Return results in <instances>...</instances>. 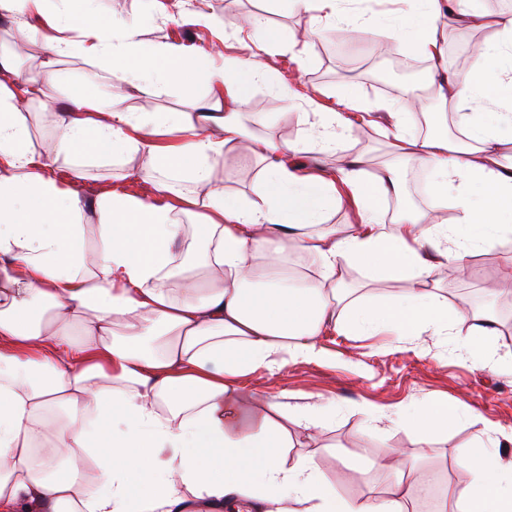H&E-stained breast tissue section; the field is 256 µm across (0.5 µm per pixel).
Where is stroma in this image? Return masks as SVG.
<instances>
[{
	"mask_svg": "<svg viewBox=\"0 0 512 512\" xmlns=\"http://www.w3.org/2000/svg\"><path fill=\"white\" fill-rule=\"evenodd\" d=\"M207 2L215 15V23L209 28L193 23L196 7L191 0H94V6L104 16L115 15L141 25L151 41L189 47L219 42L225 53L244 57L253 53L254 44L251 36L239 32L238 27L246 16L264 15L268 26L277 32L279 43L261 57L271 73L270 82L245 89L255 104L245 121L266 137L304 141L310 134L309 125L302 119L303 112L309 109L307 102L286 101L279 91L283 84L301 81L317 87L324 93L323 104L329 106L344 93L357 95L369 104L388 99V92L350 75L344 67L348 60L363 63L374 59L378 64H386V57L371 56V38L358 39L352 35L353 26L363 19L385 22L384 6L379 0H350L335 25L315 39L302 67L293 60L288 43L308 28L306 14L288 9L280 0H236L229 14L224 11V0ZM17 26V20L11 18L0 21V51L14 54L21 69L40 68L46 58L42 35L17 39ZM99 88L105 93L123 95L130 111L156 119L171 112H198L216 103L202 85L160 87L150 93L128 83L103 82ZM384 142L379 129L356 128L338 152L316 158L302 153L295 161L307 167L316 161L322 169L330 171L340 165L343 157H358L367 175L373 178L378 175L384 157ZM79 162L89 189H117L136 197L152 193L150 184L126 177L130 170L150 168L151 159L144 153L114 159L83 156ZM260 169V163L232 154L218 159L214 173L228 193L247 200L255 196ZM467 263L470 273L465 280L456 281L444 273L438 277V286L449 306H456L464 296L473 301L480 299L483 286L511 279L512 243L505 241L474 251L468 255ZM320 343L328 353L327 360L290 363L261 372L252 378L251 384L260 397L287 392L292 404L335 401L336 409L318 432L316 443L321 447L317 463L324 474H333L344 458L357 466L349 481L337 485L339 495L359 498L385 490V476L377 464L389 449L403 448L413 456L419 453L418 435L393 423L391 412L424 396L458 405L460 419L447 433L436 437V462L419 468V481L432 485L434 494L418 501V512H432L434 495L443 493L447 485L468 482V473L455 467L453 454L473 437L490 440L502 455H512V445L506 440L512 432L511 372L477 367L450 346L426 335L411 340L391 334L363 336L350 332L321 337Z\"/></svg>",
	"mask_w": 512,
	"mask_h": 512,
	"instance_id": "1",
	"label": "stroma"
}]
</instances>
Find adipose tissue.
<instances>
[{"instance_id":"adipose-tissue-1","label":"adipose tissue","mask_w":512,"mask_h":512,"mask_svg":"<svg viewBox=\"0 0 512 512\" xmlns=\"http://www.w3.org/2000/svg\"><path fill=\"white\" fill-rule=\"evenodd\" d=\"M90 2L69 0L39 71L0 54V512H414L416 464L401 449L387 455L386 492L338 496L313 457L288 460L333 403L289 412L274 397L249 417L245 380L325 360L318 336L349 330L449 340L480 367L512 371V351L488 341L495 318L481 316L452 340L450 319L467 310L429 286L438 270L465 272L473 250L512 237V154L499 151L501 126L512 123V70L501 64L512 56V13L396 0L392 24L366 22L354 34L433 62L426 92L373 107L340 96L338 110L318 113L311 138L291 142L255 135L243 121L245 86L268 77L258 58L228 55L216 66L212 49L146 42L141 26L104 19ZM453 26L494 35L464 73L445 60ZM75 48L110 79L139 80L146 92L203 83L224 109L149 119L88 80L54 115L52 154H37L25 105L51 98L52 60ZM433 98L452 102L462 140L416 133L411 118ZM376 124L391 154L377 180L356 157L333 173L293 162ZM170 128L181 140L159 144ZM91 147L104 158L148 154L154 198H88L74 162ZM235 150L261 165L257 200L240 201L214 178L215 161ZM61 161L72 166L65 187L48 175ZM407 164L428 171L431 209L399 210L390 226L381 201ZM342 185L358 220L336 226L326 214L342 203ZM450 209L454 222L441 221ZM188 214L197 224H183ZM90 223L99 243L88 258ZM295 253L313 271L290 264ZM354 262L407 286L363 301L346 277ZM459 416L426 396L394 421L430 435ZM455 463L470 480L448 487L436 512H512V459L479 437Z\"/></svg>"}]
</instances>
